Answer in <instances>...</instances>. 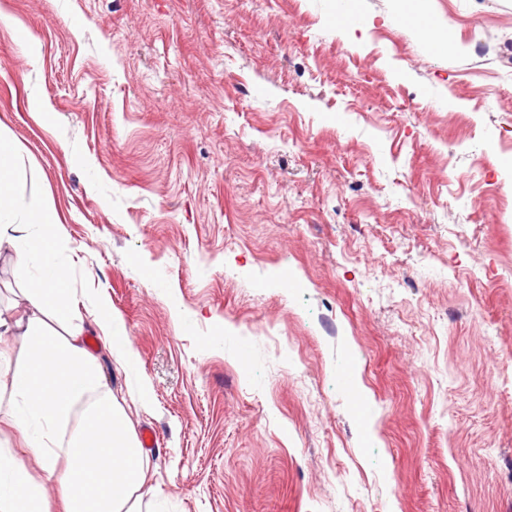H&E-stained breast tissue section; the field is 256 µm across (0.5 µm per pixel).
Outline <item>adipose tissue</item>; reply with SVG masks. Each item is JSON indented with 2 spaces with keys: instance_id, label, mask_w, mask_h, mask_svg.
Returning a JSON list of instances; mask_svg holds the SVG:
<instances>
[{
  "instance_id": "ef3b65f1",
  "label": "adipose tissue",
  "mask_w": 512,
  "mask_h": 512,
  "mask_svg": "<svg viewBox=\"0 0 512 512\" xmlns=\"http://www.w3.org/2000/svg\"><path fill=\"white\" fill-rule=\"evenodd\" d=\"M59 223L49 204L24 224L0 219V252L40 273L21 303L0 311V328L19 339L9 397L0 400V426L21 434L41 472L33 477L14 450L0 448V512H138L146 485L142 450L85 346V325L57 261ZM90 308L111 350L133 363L118 317L102 300ZM47 482L55 484V498L45 496Z\"/></svg>"
}]
</instances>
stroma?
<instances>
[{
    "mask_svg": "<svg viewBox=\"0 0 512 512\" xmlns=\"http://www.w3.org/2000/svg\"><path fill=\"white\" fill-rule=\"evenodd\" d=\"M352 8L0 0L13 217L123 323L143 512H512V0Z\"/></svg>",
    "mask_w": 512,
    "mask_h": 512,
    "instance_id": "stroma-1",
    "label": "stroma"
}]
</instances>
